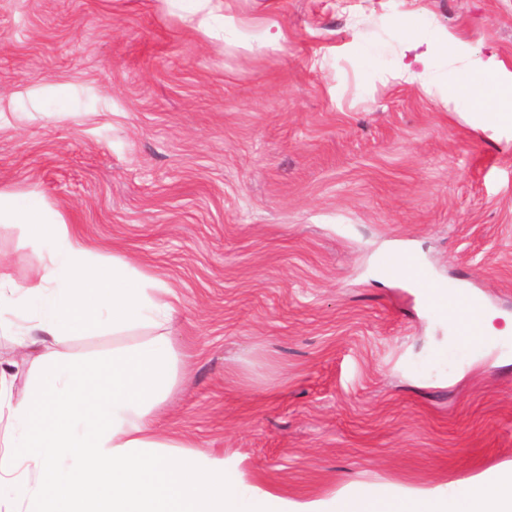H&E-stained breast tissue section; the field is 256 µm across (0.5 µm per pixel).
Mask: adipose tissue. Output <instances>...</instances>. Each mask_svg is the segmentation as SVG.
<instances>
[{"label":"adipose tissue","mask_w":512,"mask_h":512,"mask_svg":"<svg viewBox=\"0 0 512 512\" xmlns=\"http://www.w3.org/2000/svg\"><path fill=\"white\" fill-rule=\"evenodd\" d=\"M431 83L435 55H460L447 32L404 35ZM444 102L512 127V72L496 61L477 80L451 85ZM0 223L27 225L49 246L27 284L0 276V334L20 348H40V370L21 399L0 373V506L18 512H512V467L487 471L417 496L361 489L338 501H290L238 483L225 460L186 454L171 459L150 415L174 381L177 352L163 326L177 297L158 278L131 269L121 256L93 254L77 225L41 197L0 187ZM444 311L465 342L501 341L481 306L458 304L439 289ZM156 327L148 341L112 352L106 372L62 360L57 345L94 329L113 334Z\"/></svg>","instance_id":"1"}]
</instances>
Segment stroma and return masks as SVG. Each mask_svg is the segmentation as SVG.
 <instances>
[{"label": "stroma", "instance_id": "stroma-1", "mask_svg": "<svg viewBox=\"0 0 512 512\" xmlns=\"http://www.w3.org/2000/svg\"><path fill=\"white\" fill-rule=\"evenodd\" d=\"M0 0V186L43 197L94 253L173 288L182 446L289 499L448 488L512 465V339L468 349L392 275L512 321V130L388 75L442 28L512 71V0ZM45 258L0 223V274ZM57 346L108 362L147 341ZM194 7L187 21L207 35H211L213 23L217 18L218 6L215 0H193Z\"/></svg>", "mask_w": 512, "mask_h": 512}]
</instances>
